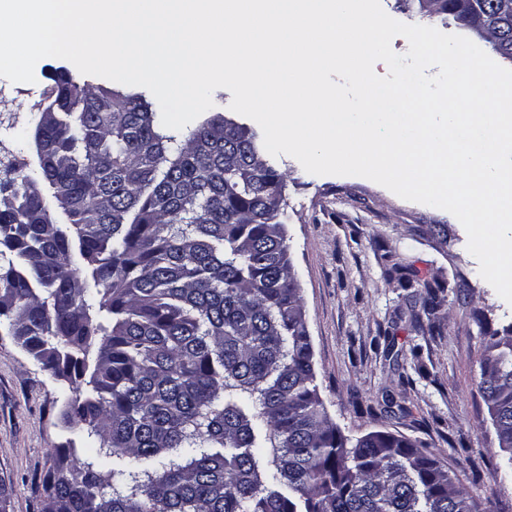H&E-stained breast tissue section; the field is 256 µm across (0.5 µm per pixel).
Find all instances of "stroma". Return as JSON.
Instances as JSON below:
<instances>
[{"label": "stroma", "mask_w": 512, "mask_h": 512, "mask_svg": "<svg viewBox=\"0 0 512 512\" xmlns=\"http://www.w3.org/2000/svg\"><path fill=\"white\" fill-rule=\"evenodd\" d=\"M393 19L465 35L416 0H381ZM69 61L46 57L35 80L0 77V157L35 169L34 131L51 75ZM286 180L282 222L300 288L325 409L342 433L404 436L447 464L480 512H512V457L500 450L481 396L479 360L492 334L512 335V305L479 273L468 236L449 212L408 201L363 177L314 175L274 157ZM414 280L411 288L399 278ZM438 286V306L424 284ZM71 392L0 329V479L8 512H42L54 448L75 439L62 412Z\"/></svg>", "instance_id": "35a3bbf8"}]
</instances>
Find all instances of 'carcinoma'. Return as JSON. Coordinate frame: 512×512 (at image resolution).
<instances>
[{
	"mask_svg": "<svg viewBox=\"0 0 512 512\" xmlns=\"http://www.w3.org/2000/svg\"><path fill=\"white\" fill-rule=\"evenodd\" d=\"M462 2L419 9L456 18ZM489 43L512 57V25ZM53 82L37 176L0 177V317L83 393L63 416L97 443L53 450L45 512H478L409 439L347 438L327 414L286 182L257 134L217 113L181 140L138 93ZM485 352L482 397L512 454V336Z\"/></svg>",
	"mask_w": 512,
	"mask_h": 512,
	"instance_id": "1",
	"label": "carcinoma"
}]
</instances>
